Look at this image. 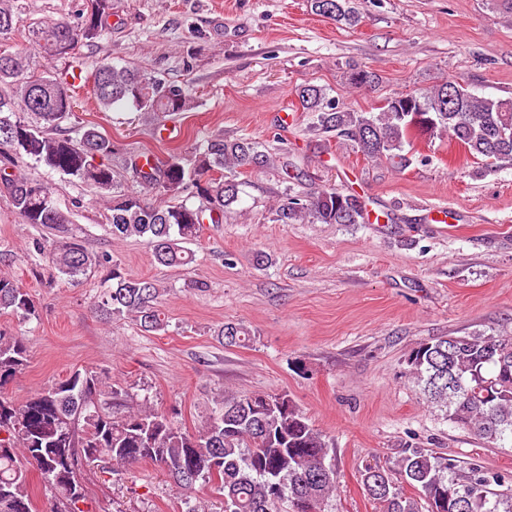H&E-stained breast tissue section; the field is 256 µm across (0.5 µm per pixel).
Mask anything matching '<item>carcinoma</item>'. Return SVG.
Instances as JSON below:
<instances>
[{"instance_id":"1","label":"carcinoma","mask_w":512,"mask_h":512,"mask_svg":"<svg viewBox=\"0 0 512 512\" xmlns=\"http://www.w3.org/2000/svg\"><path fill=\"white\" fill-rule=\"evenodd\" d=\"M312 9L334 21H360L352 0H311ZM112 16V0H88L75 24L44 22L26 39L46 56L65 57L100 39ZM19 32L15 0H0V186L24 224L65 233L49 241L32 239L44 266L78 283L88 272L110 261L90 250L83 237L68 228L72 208L61 206L47 184L31 178L21 163H35L75 179L97 193L110 212L107 234L143 238L155 261L183 267L194 260L187 245L197 241L201 225L219 222L239 200L233 173L274 164L261 144L246 137L206 141L192 160L173 152L161 163L131 158L126 163L139 191L121 188L111 158L118 147L99 126L87 122L65 126L73 112L71 83L44 70L30 69L25 52L1 46ZM353 89L379 83L369 69L352 68ZM92 94L99 110L127 106L153 116L184 112L191 106L189 89L138 68L108 61L92 72ZM299 108L312 115L310 129L334 133L369 161L407 167L405 150L415 141L446 136L488 167H512V98L479 96L457 81H445L415 97L414 112L389 104L377 112H357L325 89L306 85L296 92ZM165 200L149 205L142 191ZM196 198L198 205L187 200ZM282 224H361L368 218L365 200L352 191L324 188L294 193L275 207ZM161 289L149 279L133 278L112 265V284L94 302L100 319L130 316L145 332L166 328L159 308ZM22 319L36 316L30 295L0 271V314ZM226 347L243 346L250 332L227 322L217 331ZM453 349L443 336L413 348L408 376L431 408L451 424L502 448L512 447V336H455ZM28 362L25 338L0 331V388ZM458 389L448 390V378ZM112 383L93 370H77L16 403L0 396V512H36L30 473L39 472L53 493L51 512H76L72 488L83 482L82 470L98 464L110 473L114 465L150 462L173 483L191 490L198 483H220L224 512H332L338 484L334 446L286 394L221 397L213 415L196 432L168 415L147 407L112 414ZM449 458L424 448L408 447L393 467L367 465L361 481L380 512H512V478L471 468L458 477ZM420 491L422 500L403 492L402 484Z\"/></svg>"}]
</instances>
